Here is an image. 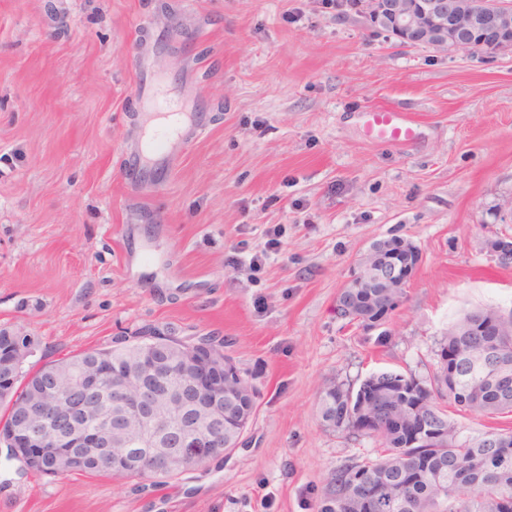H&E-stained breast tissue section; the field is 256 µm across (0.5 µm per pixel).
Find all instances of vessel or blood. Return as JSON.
I'll return each instance as SVG.
<instances>
[{"instance_id": "obj_1", "label": "vessel or blood", "mask_w": 512, "mask_h": 512, "mask_svg": "<svg viewBox=\"0 0 512 512\" xmlns=\"http://www.w3.org/2000/svg\"><path fill=\"white\" fill-rule=\"evenodd\" d=\"M143 92L153 125L144 133L130 159L136 172L143 164L159 163L179 141L201 132L200 127L193 125L191 113L185 112L182 104L167 94L161 79L146 82ZM369 126L377 137L387 141L408 142L415 136V127L410 119L385 107L370 112Z\"/></svg>"}]
</instances>
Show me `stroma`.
I'll list each match as a JSON object with an SVG mask.
<instances>
[{
  "label": "stroma",
  "mask_w": 512,
  "mask_h": 512,
  "mask_svg": "<svg viewBox=\"0 0 512 512\" xmlns=\"http://www.w3.org/2000/svg\"><path fill=\"white\" fill-rule=\"evenodd\" d=\"M204 129L133 175L144 69ZM412 117L404 144L367 112ZM423 260L379 339L336 316L376 241ZM512 55L411 48L325 0H0V327L24 371L154 327L224 340L255 387L237 449L156 485L22 471L0 512H318L376 444L334 432L328 382L426 380L459 314L512 311ZM261 265H253L252 256Z\"/></svg>",
  "instance_id": "stroma-1"
}]
</instances>
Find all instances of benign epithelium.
Returning <instances> with one entry per match:
<instances>
[{
    "instance_id": "benign-epithelium-1",
    "label": "benign epithelium",
    "mask_w": 512,
    "mask_h": 512,
    "mask_svg": "<svg viewBox=\"0 0 512 512\" xmlns=\"http://www.w3.org/2000/svg\"><path fill=\"white\" fill-rule=\"evenodd\" d=\"M359 9L373 28L403 46L486 58L512 53V0H361ZM489 249L500 264H512L511 238L495 239ZM421 261L412 240H383L359 259L346 287L381 288V305L398 307ZM218 349L210 338L159 352L142 345L135 372L110 371L100 358L90 367L50 369L30 383L24 397L13 399L15 422L8 428L0 423V443L31 470L47 461L68 472L86 454L145 479L160 469L198 468L208 459L187 448L186 429L176 422L194 429V447L227 455L238 447L255 410L252 385ZM61 373L90 397L77 406L94 427L77 426L67 414L75 405L56 391ZM105 393L108 409L99 402Z\"/></svg>"
}]
</instances>
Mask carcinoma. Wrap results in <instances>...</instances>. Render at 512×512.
Wrapping results in <instances>:
<instances>
[{"instance_id":"carcinoma-1","label":"carcinoma","mask_w":512,"mask_h":512,"mask_svg":"<svg viewBox=\"0 0 512 512\" xmlns=\"http://www.w3.org/2000/svg\"><path fill=\"white\" fill-rule=\"evenodd\" d=\"M379 292L378 288H344L339 302L363 317L365 304ZM480 319L497 320V309L467 311L448 324L450 337L439 353L442 369L450 372L448 392L435 388L436 375L424 381L389 370L374 373L380 388L390 392L386 403L391 411H380L375 402L368 409V414L375 415L379 423L390 421L381 435L360 431L364 415L357 413L355 407L348 408L347 402L340 398L342 384L331 382L321 389L319 413L324 425L334 418L336 432L368 437L377 443L379 452L374 458L351 461L336 469L322 488L319 512H512V429L465 437L457 423L438 406V401L446 398L463 413L512 414V320L499 324L501 335L496 337L494 346L495 356L502 364L503 377L499 379L490 378L486 366L471 357L472 350L488 337L453 335L461 326ZM10 331L14 328H0V346L14 349L22 360H27L35 350V337L10 336ZM91 354L104 356L121 367L133 366L139 359L138 351L122 348L113 340L59 364H76ZM21 374L19 364L7 384L11 396H0L3 421L7 423L14 417L11 397L20 398L28 390L29 383L20 382ZM412 410L438 416L444 435L412 443L408 427L401 420L403 414ZM76 472L116 481L134 477L132 473L93 461L83 462ZM368 473L382 486H401V499L390 503L381 494L370 498L368 507H361L360 500L368 492L361 477Z\"/></svg>"}]
</instances>
